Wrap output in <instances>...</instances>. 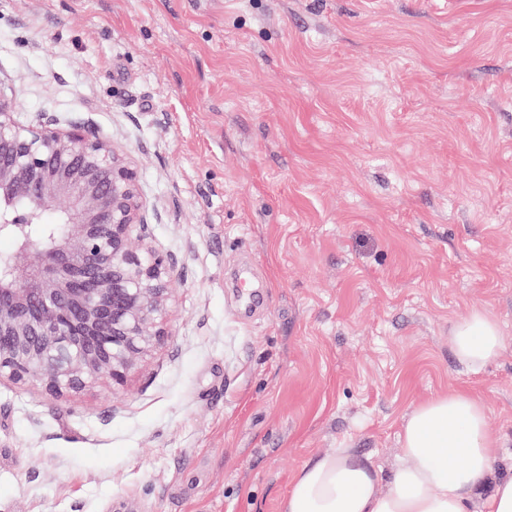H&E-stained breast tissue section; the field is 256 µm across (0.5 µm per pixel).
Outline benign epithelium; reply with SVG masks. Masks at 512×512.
I'll use <instances>...</instances> for the list:
<instances>
[{"instance_id":"7a95c632","label":"benign epithelium","mask_w":512,"mask_h":512,"mask_svg":"<svg viewBox=\"0 0 512 512\" xmlns=\"http://www.w3.org/2000/svg\"><path fill=\"white\" fill-rule=\"evenodd\" d=\"M0 78V383L52 396L123 384L165 335L175 258L148 232L137 172L85 123H30ZM63 229L36 228L58 204Z\"/></svg>"}]
</instances>
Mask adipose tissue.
I'll return each mask as SVG.
<instances>
[{
    "label": "adipose tissue",
    "mask_w": 512,
    "mask_h": 512,
    "mask_svg": "<svg viewBox=\"0 0 512 512\" xmlns=\"http://www.w3.org/2000/svg\"><path fill=\"white\" fill-rule=\"evenodd\" d=\"M449 341L457 359L471 366L487 364L501 349L497 323L480 310L453 325ZM401 444L409 465L389 477L350 448L303 464L281 512H512V474H496L486 408L468 392L416 406ZM386 481L391 488L384 492Z\"/></svg>",
    "instance_id": "adipose-tissue-1"
}]
</instances>
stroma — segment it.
<instances>
[{"label":"stroma","mask_w":512,"mask_h":512,"mask_svg":"<svg viewBox=\"0 0 512 512\" xmlns=\"http://www.w3.org/2000/svg\"><path fill=\"white\" fill-rule=\"evenodd\" d=\"M0 75L112 140L178 260L124 384L0 385V512H281L456 390L512 472V0H0ZM454 355L463 363L481 366L495 359L501 349L497 323L476 310L461 323L452 326L449 337Z\"/></svg>","instance_id":"35a3bbf8"}]
</instances>
